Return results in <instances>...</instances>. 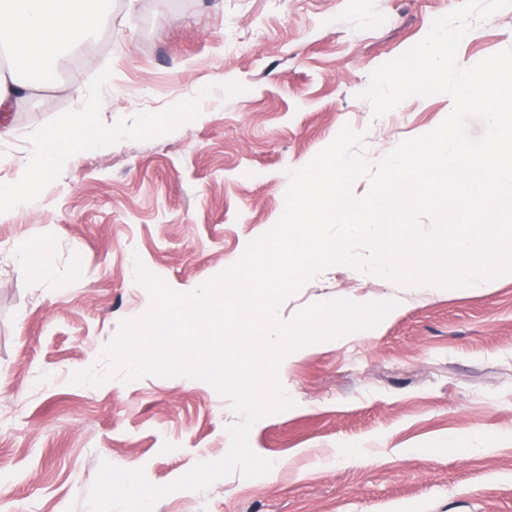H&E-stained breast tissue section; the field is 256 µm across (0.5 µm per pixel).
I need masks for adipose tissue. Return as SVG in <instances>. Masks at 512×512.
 Here are the masks:
<instances>
[{
  "label": "adipose tissue",
  "instance_id": "obj_1",
  "mask_svg": "<svg viewBox=\"0 0 512 512\" xmlns=\"http://www.w3.org/2000/svg\"><path fill=\"white\" fill-rule=\"evenodd\" d=\"M93 2L89 9L82 0H0V44L22 49L20 64L37 59L44 67H52L57 49L73 46L109 16V0ZM81 119V114L75 113L67 127L47 129L34 153L19 160L24 174L42 175L72 159L74 147L67 129L79 126Z\"/></svg>",
  "mask_w": 512,
  "mask_h": 512
}]
</instances>
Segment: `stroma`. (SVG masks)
I'll return each mask as SVG.
<instances>
[{
  "label": "stroma",
  "mask_w": 512,
  "mask_h": 512,
  "mask_svg": "<svg viewBox=\"0 0 512 512\" xmlns=\"http://www.w3.org/2000/svg\"><path fill=\"white\" fill-rule=\"evenodd\" d=\"M460 0H112L94 51L13 113L0 185L38 134L84 115L74 160L0 217V512H89L100 461L158 485L222 458L228 399L189 378L71 384L121 320L150 306L135 261L189 292L272 229L290 171L343 126L378 160L434 130L444 94L374 117L371 73L421 41ZM512 49V7L471 18L457 61ZM107 70L111 106L85 109ZM33 242V270L15 247ZM334 298L395 299L375 329L287 354L295 407L250 428L270 473L180 490L155 512H512V274L422 289L325 269L282 320Z\"/></svg>",
  "instance_id": "obj_1"
}]
</instances>
